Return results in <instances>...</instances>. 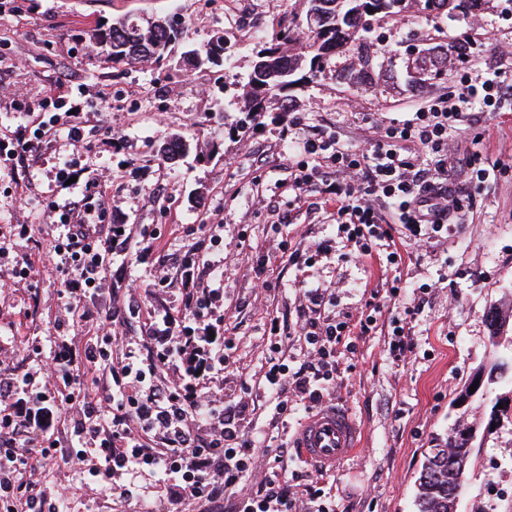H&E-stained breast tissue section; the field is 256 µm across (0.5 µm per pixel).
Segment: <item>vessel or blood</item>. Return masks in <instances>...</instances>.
I'll use <instances>...</instances> for the list:
<instances>
[{"label": "vessel or blood", "instance_id": "b4317fda", "mask_svg": "<svg viewBox=\"0 0 512 512\" xmlns=\"http://www.w3.org/2000/svg\"><path fill=\"white\" fill-rule=\"evenodd\" d=\"M359 429L336 403L319 406L292 436L300 458L311 468L333 471L358 445Z\"/></svg>", "mask_w": 512, "mask_h": 512}]
</instances>
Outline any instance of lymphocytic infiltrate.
Returning <instances> with one entry per match:
<instances>
[{
  "label": "lymphocytic infiltrate",
  "instance_id": "obj_1",
  "mask_svg": "<svg viewBox=\"0 0 512 512\" xmlns=\"http://www.w3.org/2000/svg\"><path fill=\"white\" fill-rule=\"evenodd\" d=\"M510 92L501 72L479 82L464 75L454 95L404 124L383 128L369 149L330 136L308 138L303 145L308 159L300 163L290 188L302 195L317 193L361 258L382 254L388 263H397L396 226L429 237L462 209L461 196L449 188L453 175L446 155L468 110L476 101ZM70 94V85L58 82L48 96L56 112L47 118L27 107L28 123L13 132L5 153L11 168L25 167L62 137L77 148L89 146L96 136L107 147L123 146L119 132L102 136L87 128L82 119L87 105ZM424 150L438 155L436 167L422 160ZM325 167L330 170L326 177L321 174ZM108 182L102 174L87 178L81 199L60 215V244L54 249L74 270L65 283L64 310L73 324L92 328L93 336L80 347L56 337L33 371L21 363L19 352H0V512H59L25 473L46 456L60 421L72 429L67 462L110 481L116 499L133 496L122 482L126 472L146 471L156 476L170 505L204 501L211 512H224L225 488L264 461L238 424L245 405L226 403L215 389L233 348L224 334V269L198 251H186L178 263V294L160 312L143 311L132 291L103 290L114 260L125 258L133 242L132 234L109 220ZM203 270L212 286L198 287ZM103 292L109 307L102 314L94 301ZM304 297L298 333L306 360L288 366L283 336L273 337L268 347L262 389L274 398L280 418L324 402L336 385L337 353L355 352L358 341L378 327L375 300H366L358 315L336 320L320 315L327 304L322 289H308ZM131 317L142 320L140 333L126 337L124 351L113 353L112 331ZM307 479L301 491L279 478L268 479L233 512H297L303 496L310 512H336L322 487L323 473L308 472Z\"/></svg>",
  "mask_w": 512,
  "mask_h": 512
}]
</instances>
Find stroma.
I'll use <instances>...</instances> for the list:
<instances>
[{
	"mask_svg": "<svg viewBox=\"0 0 512 512\" xmlns=\"http://www.w3.org/2000/svg\"><path fill=\"white\" fill-rule=\"evenodd\" d=\"M305 0H0V137L26 123L18 103H34L61 80L86 89L92 106L84 118L100 128L119 130L121 150L100 142L76 150L66 140L42 152L23 172L0 167V347L26 349L58 334L84 342L87 330L64 323L61 292L67 279L55 264H44L32 283L13 279L17 261L55 244L58 216L53 206L71 201L58 186L63 162L110 173L108 208L112 223L134 225L148 258L131 249L115 264L109 283L154 281L157 261L174 263L197 248L224 263V316L231 323L234 362L224 373L227 401L254 402L240 422L247 435L268 447L269 462L249 472L225 498L251 494L279 476L301 483L307 470L296 452L280 456L283 424L267 401H254L248 388L262 374L269 345V323L297 321L305 289L328 290L330 316L357 313L369 289L399 286L397 299L381 297L379 322H388L427 286L423 303L410 318L415 348L406 359L394 357L386 332L358 343L356 353L338 359L334 399L362 430L361 446L328 475L327 492L338 512H416L415 497L425 455L444 445L457 422L454 403L474 374L512 347L493 342L486 312L498 308L512 336V98L488 110L471 112L448 158L456 187L465 195L458 223L432 238L402 235L400 265L356 260L357 250L339 231L329 210L315 197L294 203L288 183L302 144L313 133L337 135L358 149L367 148L374 125L400 124L456 89V75L503 66L498 54L512 44V0H489L476 16L448 18L405 0L398 16L380 19L367 42L376 66L368 74L349 71L345 59L292 92L289 111L266 113L261 126L231 133L233 104L243 93L255 53L275 38L290 15H305ZM265 17L261 36H253L247 13ZM163 17L183 27L185 38L172 45L168 61L134 63L119 69L102 66L92 34L102 21L122 15ZM227 38L230 63L203 66L188 61V46ZM448 53V73L421 86L406 69L418 44ZM297 120L290 140L280 131ZM185 149L176 160L162 157L172 137ZM481 152L493 169L474 187L465 159ZM222 226L219 239L199 229L203 217ZM12 224L30 228L28 237L7 236ZM312 253V265H293L284 249ZM261 259L278 277L262 287L252 262ZM512 387L487 386L467 414L477 433L472 466L458 512H512V425L488 428L496 398ZM58 453L36 466L34 477L65 512H143L157 506V489L145 473L130 476L136 496L113 500L110 486L84 481L78 466L60 462L71 440L68 426L55 433Z\"/></svg>",
	"mask_w": 512,
	"mask_h": 512,
	"instance_id": "stroma-1",
	"label": "stroma"
}]
</instances>
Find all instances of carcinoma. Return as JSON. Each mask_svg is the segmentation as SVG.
Returning a JSON list of instances; mask_svg holds the SVG:
<instances>
[{"mask_svg": "<svg viewBox=\"0 0 512 512\" xmlns=\"http://www.w3.org/2000/svg\"><path fill=\"white\" fill-rule=\"evenodd\" d=\"M332 4L330 27L308 30L304 39L298 38L300 25L290 19L281 29L276 42L262 46L265 54L262 75L252 71L248 75L247 91L237 102L238 110L250 120L279 104V110L288 111L290 86L302 81L297 76L306 63L317 62V71L348 51L351 66L367 71L375 67L374 58L363 49L366 33L372 22L400 12L403 0H325ZM425 7L441 12L449 5L464 14L476 15L482 11L485 0H424ZM183 31L169 20L143 24L132 15L112 20L105 29H98L94 39L100 48L99 62L113 68L133 61L160 63L167 59L172 43L182 37ZM473 447L467 446L462 436H455L440 448L431 449L423 465L416 496L417 512H448V489L464 487L472 459Z\"/></svg>", "mask_w": 512, "mask_h": 512, "instance_id": "carcinoma-1", "label": "carcinoma"}]
</instances>
